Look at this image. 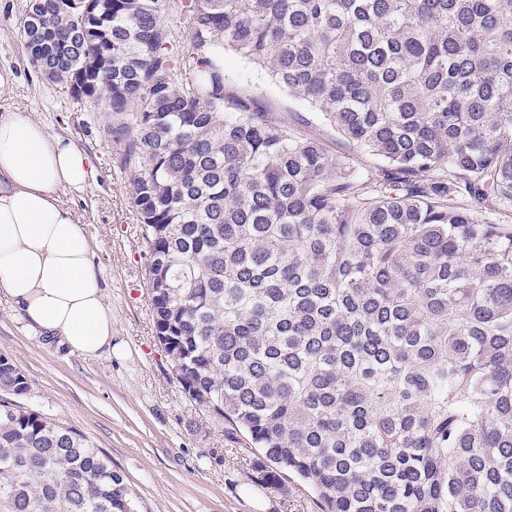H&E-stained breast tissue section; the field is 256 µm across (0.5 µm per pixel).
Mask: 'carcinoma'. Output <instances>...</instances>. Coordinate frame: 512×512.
Here are the masks:
<instances>
[{
  "mask_svg": "<svg viewBox=\"0 0 512 512\" xmlns=\"http://www.w3.org/2000/svg\"><path fill=\"white\" fill-rule=\"evenodd\" d=\"M104 101L155 336L253 468L323 512H512V0H30ZM270 73L363 167L226 74ZM0 354V512H133Z\"/></svg>",
  "mask_w": 512,
  "mask_h": 512,
  "instance_id": "obj_1",
  "label": "carcinoma"
}]
</instances>
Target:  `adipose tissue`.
Wrapping results in <instances>:
<instances>
[{"label":"adipose tissue","instance_id":"ef3b65f1","mask_svg":"<svg viewBox=\"0 0 512 512\" xmlns=\"http://www.w3.org/2000/svg\"><path fill=\"white\" fill-rule=\"evenodd\" d=\"M95 176L91 157L28 112L0 114V290L34 335L112 354V314L91 242L62 196Z\"/></svg>","mask_w":512,"mask_h":512}]
</instances>
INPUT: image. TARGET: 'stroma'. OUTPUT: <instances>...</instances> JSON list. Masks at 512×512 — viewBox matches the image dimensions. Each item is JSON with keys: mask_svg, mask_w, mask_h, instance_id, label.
Segmentation results:
<instances>
[{"mask_svg": "<svg viewBox=\"0 0 512 512\" xmlns=\"http://www.w3.org/2000/svg\"><path fill=\"white\" fill-rule=\"evenodd\" d=\"M29 0H0V71L13 85L0 92V113L30 112L70 138L95 165V179L71 193L76 220L92 242L112 312L118 355L87 360L30 335L0 293V353L29 383L28 407L82 433L110 459L137 512H321L316 495L296 480L271 486L209 415L190 402L155 337L146 295L149 255L129 204L131 173L121 171L103 110L74 100L28 64L21 38ZM224 68L267 104L272 119L308 139H335L308 119L305 105L259 68L225 51Z\"/></svg>", "mask_w": 512, "mask_h": 512, "instance_id": "1", "label": "stroma"}]
</instances>
